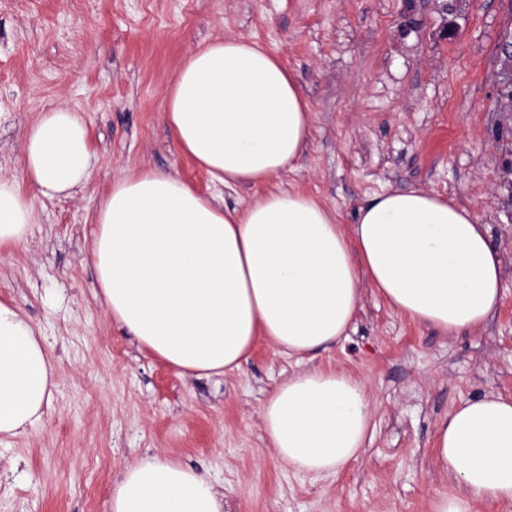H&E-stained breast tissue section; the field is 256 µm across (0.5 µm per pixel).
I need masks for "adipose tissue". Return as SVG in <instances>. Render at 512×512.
<instances>
[{
  "label": "adipose tissue",
  "instance_id": "ef3b65f1",
  "mask_svg": "<svg viewBox=\"0 0 512 512\" xmlns=\"http://www.w3.org/2000/svg\"><path fill=\"white\" fill-rule=\"evenodd\" d=\"M162 110L212 181L255 190L229 208L143 168L114 180L94 215L91 256L113 322L180 377L234 374L261 340L313 360L347 339L367 286L444 336L476 331L495 314L503 255L468 209L421 189L387 191L342 224L314 196L276 187L309 140L311 116L294 78L256 42L218 37L191 49ZM96 163L76 110L49 108L25 132L30 192L73 197ZM28 194L0 176V247L32 235ZM55 387L47 341L0 302V437L38 422ZM371 402L347 372H293L261 407L264 438L296 471L337 474L367 448ZM435 464L452 489L436 495L432 512L512 501V397L489 392L451 410L436 429ZM110 512H224V494L176 459L147 457L126 467Z\"/></svg>",
  "mask_w": 512,
  "mask_h": 512
}]
</instances>
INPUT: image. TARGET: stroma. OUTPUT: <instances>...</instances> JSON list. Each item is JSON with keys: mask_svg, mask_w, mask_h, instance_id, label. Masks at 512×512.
<instances>
[{"mask_svg": "<svg viewBox=\"0 0 512 512\" xmlns=\"http://www.w3.org/2000/svg\"><path fill=\"white\" fill-rule=\"evenodd\" d=\"M0 0V173L24 181L22 137L39 112L80 110L98 162L74 197L33 196L35 233L0 248V301L54 347L58 386L41 420L0 439V512H109L126 466L166 455L205 470L224 512H432L450 491L433 459L458 404L512 396V113L496 107L497 47L512 0ZM277 56L312 113L309 143L279 181L341 223L375 194L420 188L489 225L505 295L478 331L436 332L374 293L349 338L321 357L363 378L375 433L362 458L315 477L276 459L260 430L266 394L296 369L258 342L241 371L178 377L112 323L89 252L113 181L150 167L203 194L161 112L185 54L216 36Z\"/></svg>", "mask_w": 512, "mask_h": 512, "instance_id": "obj_1", "label": "stroma"}]
</instances>
